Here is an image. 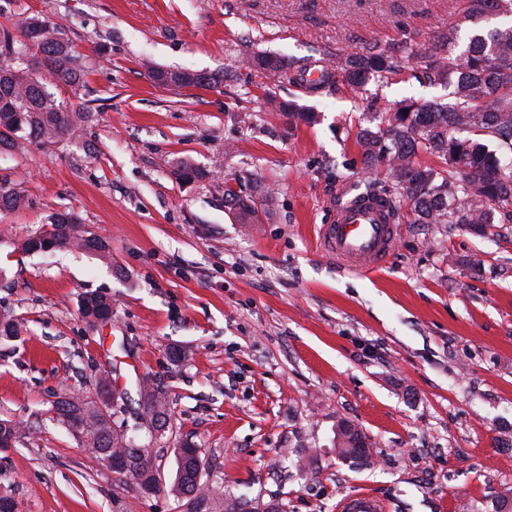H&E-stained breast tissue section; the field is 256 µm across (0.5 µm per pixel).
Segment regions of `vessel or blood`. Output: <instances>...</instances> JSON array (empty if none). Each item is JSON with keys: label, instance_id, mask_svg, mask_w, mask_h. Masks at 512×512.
<instances>
[{"label": "vessel or blood", "instance_id": "b4317fda", "mask_svg": "<svg viewBox=\"0 0 512 512\" xmlns=\"http://www.w3.org/2000/svg\"><path fill=\"white\" fill-rule=\"evenodd\" d=\"M398 214L386 198L363 193L338 203L330 224L324 225L323 251L341 267L370 271L392 257L398 235ZM339 512H382L381 502L360 491L344 498Z\"/></svg>", "mask_w": 512, "mask_h": 512}]
</instances>
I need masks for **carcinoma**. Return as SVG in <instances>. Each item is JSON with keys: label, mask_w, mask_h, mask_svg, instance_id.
<instances>
[{"label": "carcinoma", "mask_w": 512, "mask_h": 512, "mask_svg": "<svg viewBox=\"0 0 512 512\" xmlns=\"http://www.w3.org/2000/svg\"><path fill=\"white\" fill-rule=\"evenodd\" d=\"M493 14L512 17V0H469L455 25L424 54L429 83L449 88L452 102L404 100L388 115L385 131L367 127L358 133L367 167H386L393 191L407 199L419 224H470L486 232L496 223H512V165L502 163L485 145V140L493 139L512 150V24L485 33L475 31L466 48L457 51L458 32ZM409 58L383 51L338 58L322 70L323 83L340 72L348 84L358 86L369 75L381 78L399 70ZM247 63L275 82L292 71L288 59L275 55L255 54ZM82 76L79 57L58 28L36 17L0 25V153L23 141L47 146L77 136L92 121V113L69 108L52 88L75 86ZM168 77L193 86L218 84L212 75L187 71L170 70ZM266 104L296 123L311 124L316 119L314 112L273 94L266 97ZM420 152L439 158V164L416 161ZM224 193L240 219L258 218L256 201L230 188ZM22 203L18 191L0 185L1 213L14 211ZM56 248L111 258L107 243L83 230L79 217L69 211L55 214L49 229L22 245L27 253ZM80 314L94 327L112 314V298L88 293L80 302ZM19 335L13 316L1 314L0 341ZM109 384L110 379L102 377L92 391L67 395L54 402L53 409L62 423L81 434L87 450L105 468L109 459L136 448L135 461L116 474L126 484L147 486L156 493L162 481L154 466V443L166 438V432L148 431L145 441L131 444L138 422L124 416L126 402L106 403ZM137 395L139 414L171 417L167 396L152 384L140 382ZM338 436L340 456H366V448L354 446L350 426L341 425ZM175 453L176 476L169 492L182 501L181 512H242L247 501L204 480L207 466L200 449L185 444Z\"/></svg>", "instance_id": "obj_1"}]
</instances>
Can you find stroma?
Instances as JSON below:
<instances>
[{"label":"stroma","mask_w":512,"mask_h":512,"mask_svg":"<svg viewBox=\"0 0 512 512\" xmlns=\"http://www.w3.org/2000/svg\"><path fill=\"white\" fill-rule=\"evenodd\" d=\"M466 0H0V23L37 16L78 51L85 76L57 96L94 119L76 137L0 154V184L25 201L0 214V313L19 340L0 347V494L16 512H179L175 450L205 455L208 478L286 512H337L359 489L383 512H495L512 499V224L480 236L416 224L398 199L390 263L344 272L322 225L357 189L381 187L360 128L414 98L449 102L411 60L380 79L313 90L270 82L251 52L294 70L370 51L425 48ZM219 76L214 88L158 87L145 65ZM314 109V125L268 111L265 89ZM249 114L240 122V114ZM204 171L178 179V167ZM274 205L239 221L225 187ZM71 211L111 259L21 244ZM88 292L112 299L89 328ZM170 404L154 449L164 484L146 495L92 457L51 405L101 374ZM369 462L336 451L340 423Z\"/></svg>","instance_id":"35a3bbf8"}]
</instances>
